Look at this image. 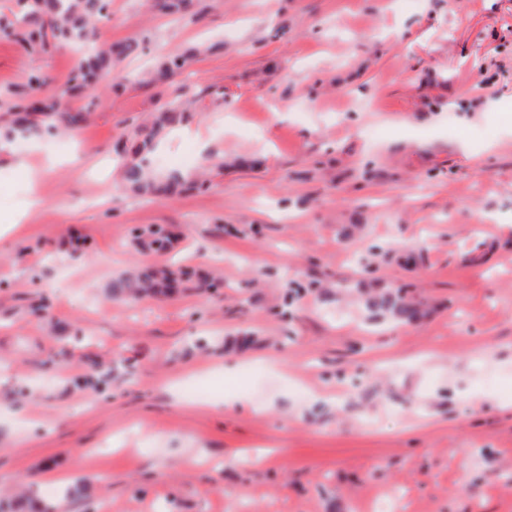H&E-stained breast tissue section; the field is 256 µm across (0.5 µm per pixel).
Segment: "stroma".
Returning a JSON list of instances; mask_svg holds the SVG:
<instances>
[{"mask_svg": "<svg viewBox=\"0 0 512 512\" xmlns=\"http://www.w3.org/2000/svg\"><path fill=\"white\" fill-rule=\"evenodd\" d=\"M98 37L133 51L75 98L90 119L0 151V227L43 201L0 237V492L512 512V0H112ZM77 63L0 28V116ZM178 101L154 170L190 184L134 192L132 133ZM163 264L193 287L113 297ZM395 290L417 318L372 319Z\"/></svg>", "mask_w": 512, "mask_h": 512, "instance_id": "obj_1", "label": "stroma"}]
</instances>
